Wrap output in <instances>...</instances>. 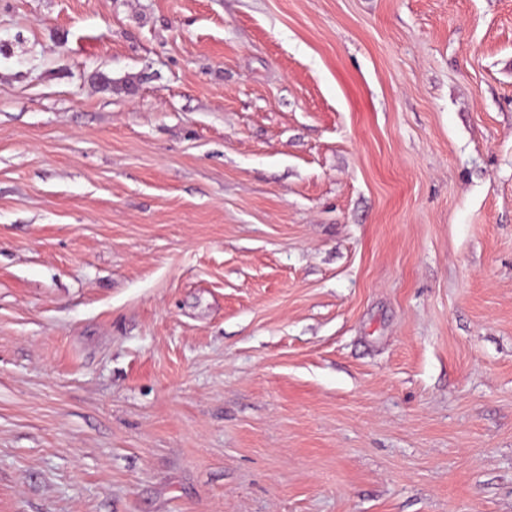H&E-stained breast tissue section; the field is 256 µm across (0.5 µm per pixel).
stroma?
Here are the masks:
<instances>
[{
	"label": "stroma",
	"mask_w": 512,
	"mask_h": 512,
	"mask_svg": "<svg viewBox=\"0 0 512 512\" xmlns=\"http://www.w3.org/2000/svg\"><path fill=\"white\" fill-rule=\"evenodd\" d=\"M0 512H512V0H0Z\"/></svg>",
	"instance_id": "1"
}]
</instances>
